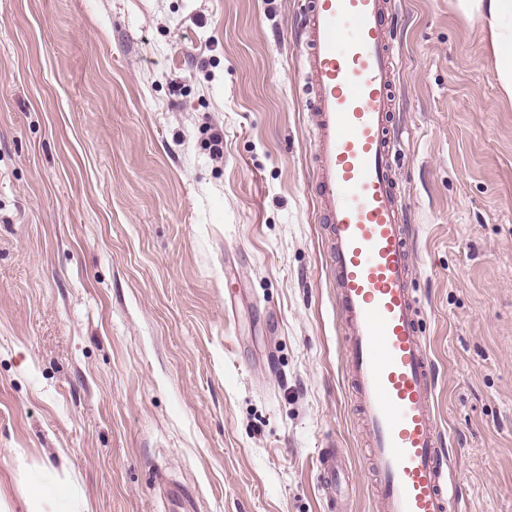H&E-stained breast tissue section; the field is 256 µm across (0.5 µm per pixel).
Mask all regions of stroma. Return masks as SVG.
Here are the masks:
<instances>
[{"label":"stroma","instance_id":"35a3bbf8","mask_svg":"<svg viewBox=\"0 0 512 512\" xmlns=\"http://www.w3.org/2000/svg\"><path fill=\"white\" fill-rule=\"evenodd\" d=\"M304 0H0V499L373 512L321 222ZM393 170L460 512H512V100L396 0ZM224 138L223 158L209 140ZM335 441L337 502L317 459ZM72 488L56 481L40 483L30 490L27 512H71Z\"/></svg>","mask_w":512,"mask_h":512}]
</instances>
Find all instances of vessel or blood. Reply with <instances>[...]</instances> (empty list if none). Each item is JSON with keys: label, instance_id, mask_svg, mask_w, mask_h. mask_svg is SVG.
Returning <instances> with one entry per match:
<instances>
[{"label": "vessel or blood", "instance_id": "1", "mask_svg": "<svg viewBox=\"0 0 512 512\" xmlns=\"http://www.w3.org/2000/svg\"><path fill=\"white\" fill-rule=\"evenodd\" d=\"M389 0H306L310 127L342 355L369 448L375 512H456L435 398L439 370L410 287L412 231L393 177L396 54ZM325 492L347 467L319 455Z\"/></svg>", "mask_w": 512, "mask_h": 512}]
</instances>
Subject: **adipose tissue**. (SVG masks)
Listing matches in <instances>:
<instances>
[{"label": "adipose tissue", "instance_id": "ef3b65f1", "mask_svg": "<svg viewBox=\"0 0 512 512\" xmlns=\"http://www.w3.org/2000/svg\"><path fill=\"white\" fill-rule=\"evenodd\" d=\"M457 7L486 34L494 54L495 80L512 98V0H457Z\"/></svg>", "mask_w": 512, "mask_h": 512}]
</instances>
